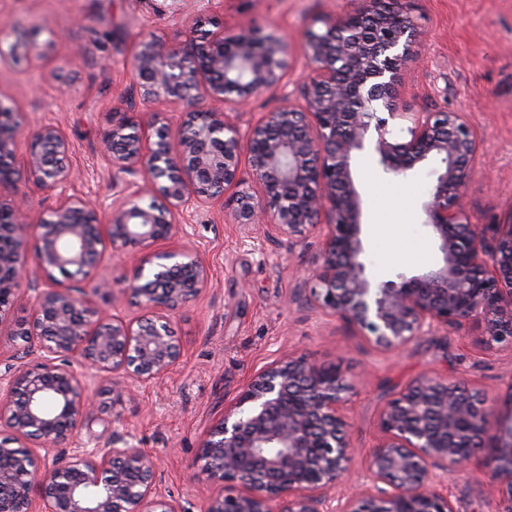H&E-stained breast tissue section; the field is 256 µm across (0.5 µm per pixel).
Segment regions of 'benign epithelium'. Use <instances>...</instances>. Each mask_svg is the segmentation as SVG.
I'll list each match as a JSON object with an SVG mask.
<instances>
[{
	"instance_id": "obj_1",
	"label": "benign epithelium",
	"mask_w": 512,
	"mask_h": 512,
	"mask_svg": "<svg viewBox=\"0 0 512 512\" xmlns=\"http://www.w3.org/2000/svg\"><path fill=\"white\" fill-rule=\"evenodd\" d=\"M415 43L410 21L387 0H359L357 10L307 34L306 75L289 91L287 45L275 37L219 28L178 47L140 38L130 85L144 104L176 105L181 121L173 133L156 112L113 113L100 147L119 187L109 201L70 193V145L57 124L35 129L17 159L19 113L0 101V187L19 172L56 196L50 217L35 221L23 197L0 196V322L25 280L27 227L51 281L33 289L31 317L13 331L24 344L0 359V431L23 448L18 462L27 472L18 479V462L0 454L5 512H185L163 492L151 456L121 436L112 434L106 448L63 445L86 419L100 379L120 395L179 361L168 318L197 299L210 273L175 239L196 213L244 184V161L260 192L237 195L231 223L265 224L290 244L323 232L313 306L385 351L434 327L458 332L473 322L485 345L512 349V216L490 227L468 221L464 200L481 144L465 113L397 110ZM272 89L283 91L281 102L240 132L229 113ZM360 153L395 178L437 163L422 209L440 253L435 265L381 281L368 272L353 175ZM107 247L143 255L131 275L114 280L101 267ZM57 272L81 277L88 290L74 294ZM117 288L148 316L100 315L92 296ZM349 390L337 367L304 356L285 355L259 372L200 450L198 477L224 483L203 512H456L441 491L448 475L482 468L497 481L498 512H512V423L488 436L493 401L433 374L384 404L372 485L337 498L352 460Z\"/></svg>"
}]
</instances>
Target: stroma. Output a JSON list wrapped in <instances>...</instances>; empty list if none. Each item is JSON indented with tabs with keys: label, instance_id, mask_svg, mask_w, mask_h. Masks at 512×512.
Listing matches in <instances>:
<instances>
[{
	"label": "stroma",
	"instance_id": "35a3bbf8",
	"mask_svg": "<svg viewBox=\"0 0 512 512\" xmlns=\"http://www.w3.org/2000/svg\"><path fill=\"white\" fill-rule=\"evenodd\" d=\"M417 31L418 55L402 72L399 108L466 113L483 140L477 173L467 191L475 224L512 216V0H402ZM357 0H0V101L17 106L21 133L60 124L72 153V192L108 196L112 172L99 141L112 115L127 111L129 61L139 37L154 33L182 46L222 23L287 40L299 52L308 32L326 17L354 11ZM434 162L407 177L385 175L369 156L358 162L363 195L367 266L379 279L435 263L434 239L421 205L434 181ZM223 205L194 216L186 237L210 270L200 297L171 314L183 355L168 373L111 400L108 381L97 385L101 406L77 432V448H101L112 433L149 454L165 494L186 512H201L223 493L220 483L197 480L199 449L225 409L253 375L282 353L338 366L353 388L345 414L351 428V479L346 497L369 484L368 463L381 439L379 413L396 392L431 373L496 398L493 422L512 415V349L482 346L476 325L456 333L433 329L407 350L392 353L367 343L355 329L308 303L310 274L322 234L297 245L270 237L261 224L224 220ZM456 512H498L490 471L449 478Z\"/></svg>",
	"mask_w": 512,
	"mask_h": 512
}]
</instances>
